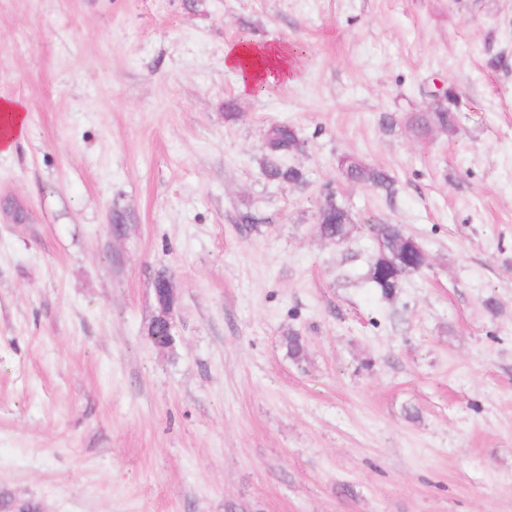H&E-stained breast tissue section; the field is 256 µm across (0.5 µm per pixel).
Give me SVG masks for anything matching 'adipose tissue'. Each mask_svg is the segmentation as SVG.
<instances>
[{"label":"adipose tissue","instance_id":"ef3b65f1","mask_svg":"<svg viewBox=\"0 0 512 512\" xmlns=\"http://www.w3.org/2000/svg\"><path fill=\"white\" fill-rule=\"evenodd\" d=\"M224 66L246 71L244 89L258 81L289 83L297 68L287 45L280 43H234L224 48ZM26 105L19 100L0 101V152L11 153L22 139L27 123Z\"/></svg>","mask_w":512,"mask_h":512}]
</instances>
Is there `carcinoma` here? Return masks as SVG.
<instances>
[{
  "label": "carcinoma",
  "instance_id": "carcinoma-1",
  "mask_svg": "<svg viewBox=\"0 0 512 512\" xmlns=\"http://www.w3.org/2000/svg\"><path fill=\"white\" fill-rule=\"evenodd\" d=\"M435 102V111L416 114L411 117L412 131L423 136L433 127L453 134L456 131V92L448 87L438 93H430ZM265 146L270 155L265 167L266 177L276 184H299L304 182L301 169L284 166L280 157L290 154L302 146L297 130L286 122L270 125L264 134ZM338 169L343 178L349 182L360 183L387 197L395 193L394 180L389 173L364 163L354 155H344L338 160ZM355 224L345 206L336 202L332 195H327L325 203L318 214V230L324 237L336 242L350 238ZM367 231L375 238L384 241V249L377 254L370 264L366 278L385 296L391 295L405 275L416 272L404 256V247L417 250L422 245L414 238L404 235L397 224H369Z\"/></svg>",
  "mask_w": 512,
  "mask_h": 512
}]
</instances>
